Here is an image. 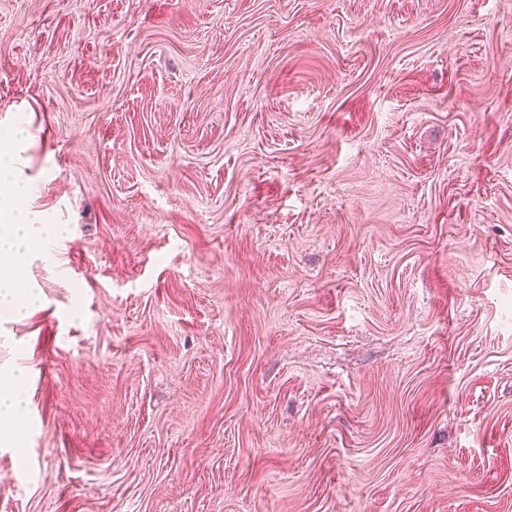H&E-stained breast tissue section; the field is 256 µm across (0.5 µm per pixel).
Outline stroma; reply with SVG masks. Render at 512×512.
<instances>
[{"instance_id": "1", "label": "stroma", "mask_w": 512, "mask_h": 512, "mask_svg": "<svg viewBox=\"0 0 512 512\" xmlns=\"http://www.w3.org/2000/svg\"><path fill=\"white\" fill-rule=\"evenodd\" d=\"M14 121L0 512H512V0H0ZM35 138L29 123H15L0 135V269L10 271L0 277V313L10 322L25 320L44 304L40 293L30 288L22 275L35 251L34 224H42L46 241L65 232L61 224H47L42 212L26 205L37 180L25 175L21 165ZM28 372L20 366L0 369V442L20 448V422L27 412Z\"/></svg>"}]
</instances>
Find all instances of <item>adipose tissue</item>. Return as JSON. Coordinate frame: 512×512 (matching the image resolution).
I'll return each mask as SVG.
<instances>
[{"mask_svg": "<svg viewBox=\"0 0 512 512\" xmlns=\"http://www.w3.org/2000/svg\"><path fill=\"white\" fill-rule=\"evenodd\" d=\"M34 141V132L23 123L0 134V313L11 322L25 320L43 304L23 277L35 251L34 225H41L49 240L64 233L62 225L47 223L42 212L26 204L37 181L25 175L22 161ZM27 376L19 366L0 369V442L15 448L22 444L19 426L27 412Z\"/></svg>", "mask_w": 512, "mask_h": 512, "instance_id": "obj_1", "label": "adipose tissue"}]
</instances>
